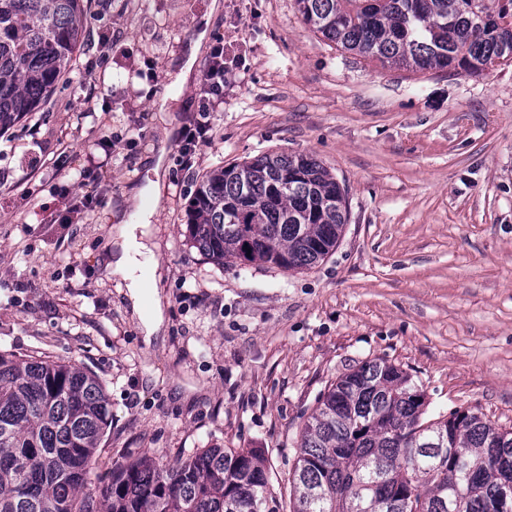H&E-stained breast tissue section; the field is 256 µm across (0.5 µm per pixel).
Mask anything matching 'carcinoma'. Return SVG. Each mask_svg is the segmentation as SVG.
<instances>
[{
	"label": "carcinoma",
	"mask_w": 512,
	"mask_h": 512,
	"mask_svg": "<svg viewBox=\"0 0 512 512\" xmlns=\"http://www.w3.org/2000/svg\"><path fill=\"white\" fill-rule=\"evenodd\" d=\"M294 2L313 31L383 69L472 75L512 62V26L494 20L512 0ZM81 14L82 0H0V129L71 72ZM188 216L209 260L289 271L336 248L348 207L316 158L264 154L210 172ZM428 407L386 359L339 376L301 428L289 512H512V430L468 408L432 418ZM111 424L94 375L0 353V512H276L259 448H204L173 463L144 455L90 489Z\"/></svg>",
	"instance_id": "obj_1"
}]
</instances>
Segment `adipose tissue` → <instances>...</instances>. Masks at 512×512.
<instances>
[{"label":"adipose tissue","instance_id":"ef3b65f1","mask_svg":"<svg viewBox=\"0 0 512 512\" xmlns=\"http://www.w3.org/2000/svg\"><path fill=\"white\" fill-rule=\"evenodd\" d=\"M134 211L129 219L113 227L114 251L107 265L127 283L128 298L147 334L157 333L163 324L162 298L156 274L146 273L155 255L149 243L153 236L154 209L146 206L143 193L134 194Z\"/></svg>","mask_w":512,"mask_h":512}]
</instances>
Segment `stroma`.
Segmentation results:
<instances>
[{
    "label": "stroma",
    "mask_w": 512,
    "mask_h": 512,
    "mask_svg": "<svg viewBox=\"0 0 512 512\" xmlns=\"http://www.w3.org/2000/svg\"><path fill=\"white\" fill-rule=\"evenodd\" d=\"M211 2L83 0L73 73L0 133V351L70 362L102 383L112 425L93 483L146 453L167 463L261 448L287 504L316 398L374 358L411 374L430 412L472 408L512 429V65L383 69L324 41L294 0ZM198 39L195 77L220 41L242 44L245 62L186 169L179 135L165 156L156 144L169 120L200 117L197 86L164 75ZM265 153L313 156L346 190L349 222L315 267L221 266L188 237L203 178ZM107 154L108 174L87 186L94 210L46 223L70 169ZM157 164L148 203L166 301L149 336L105 259L110 226Z\"/></svg>",
    "instance_id": "35a3bbf8"
}]
</instances>
